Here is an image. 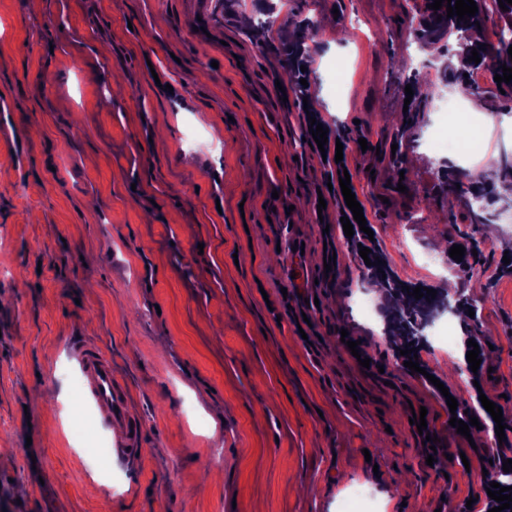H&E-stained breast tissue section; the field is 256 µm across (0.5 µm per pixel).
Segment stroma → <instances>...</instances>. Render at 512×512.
<instances>
[{"label":"stroma","instance_id":"35a3bbf8","mask_svg":"<svg viewBox=\"0 0 512 512\" xmlns=\"http://www.w3.org/2000/svg\"><path fill=\"white\" fill-rule=\"evenodd\" d=\"M259 2L228 17L224 0H0V512H347L361 489L368 512H487L482 467L503 450L450 429L436 390L397 367L384 304L362 315L373 288L327 183L345 145L379 250L409 284L444 287L448 244L475 232L481 252L457 279L480 317L421 357L473 402L459 351L478 336L484 394L512 419V276L497 274L512 223L471 229L439 172L512 151V127L481 119L512 113V90L468 86L441 151L436 113L414 115L398 173L392 135L407 118L391 76L456 70L455 42L420 48L424 0H288L274 28L338 15L309 66L327 147L293 148L308 116L281 100L280 59L239 22ZM79 339L126 390L142 429L133 461L88 455L115 440L99 415L83 436L70 427ZM420 406L427 437L410 423Z\"/></svg>","mask_w":512,"mask_h":512}]
</instances>
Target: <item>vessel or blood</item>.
I'll return each instance as SVG.
<instances>
[{
  "instance_id": "obj_1",
  "label": "vessel or blood",
  "mask_w": 512,
  "mask_h": 512,
  "mask_svg": "<svg viewBox=\"0 0 512 512\" xmlns=\"http://www.w3.org/2000/svg\"><path fill=\"white\" fill-rule=\"evenodd\" d=\"M72 348L84 377L86 394L101 421L118 429V446L125 454L136 455L141 441L140 426L128 410L127 395L116 380L111 358L83 340L75 341Z\"/></svg>"
}]
</instances>
